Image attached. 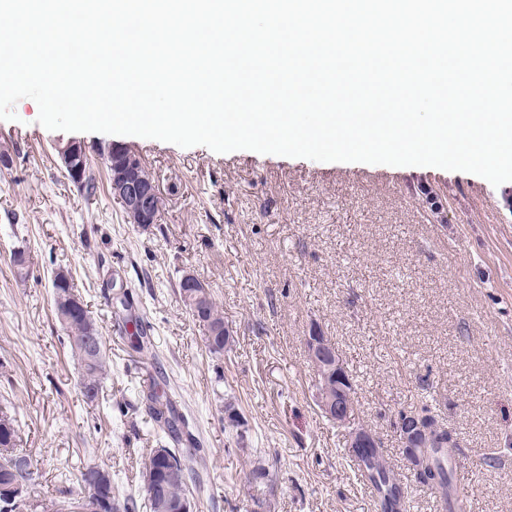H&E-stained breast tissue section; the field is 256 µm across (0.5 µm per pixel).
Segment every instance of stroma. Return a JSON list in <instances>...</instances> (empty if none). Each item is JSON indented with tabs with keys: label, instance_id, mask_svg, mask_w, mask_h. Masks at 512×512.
I'll return each instance as SVG.
<instances>
[{
	"label": "stroma",
	"instance_id": "1",
	"mask_svg": "<svg viewBox=\"0 0 512 512\" xmlns=\"http://www.w3.org/2000/svg\"><path fill=\"white\" fill-rule=\"evenodd\" d=\"M0 120V412L35 470L18 512L80 495L75 473L99 464L120 494L160 441L143 393L173 394L204 459L196 512H248V474L275 479L270 512H374L344 432L319 411L303 338L319 326L355 389L356 424L379 437L404 477L406 512H441L399 446L401 412L433 405L459 442L467 512H512V181L492 185L436 167L220 154L137 136L50 131L19 100ZM77 139L101 188L83 194L54 147ZM131 147L159 183L158 223H128L98 155ZM425 186L443 205L413 193ZM71 271L103 338L99 399L80 392L52 280ZM205 280L233 343L209 353L178 288ZM125 284L128 317L151 327L131 348L108 281ZM233 402L245 442L224 425ZM494 464H485L486 454Z\"/></svg>",
	"mask_w": 512,
	"mask_h": 512
}]
</instances>
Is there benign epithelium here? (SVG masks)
Listing matches in <instances>:
<instances>
[{
  "label": "benign epithelium",
  "mask_w": 512,
  "mask_h": 512,
  "mask_svg": "<svg viewBox=\"0 0 512 512\" xmlns=\"http://www.w3.org/2000/svg\"><path fill=\"white\" fill-rule=\"evenodd\" d=\"M59 167L66 177L76 186L84 184L87 163L91 155L85 143L71 140L56 147ZM106 167L111 172L110 189L112 196L122 205L125 213L136 224H155L158 221L157 201L161 197L157 181L147 180L139 174L143 162L138 153L128 146H122V152H112V146L102 150ZM180 286L184 293L195 299L194 316L202 318V304L207 298V283L197 275L186 272L181 276ZM304 345L309 362L315 373L316 384L333 377L336 390L324 389L317 394L320 410L337 425L346 428L347 450L351 455L368 454L380 447L378 437L372 430L354 425L355 408L350 405V378L344 369L340 356L328 343L321 330L313 326L304 336ZM400 447L405 459L413 471L424 469L425 458L419 452L423 447L422 439L429 436L427 421L408 411L402 413L396 423ZM115 505L98 497L83 494L69 507V512H104Z\"/></svg>",
  "instance_id": "7a95c632"
}]
</instances>
